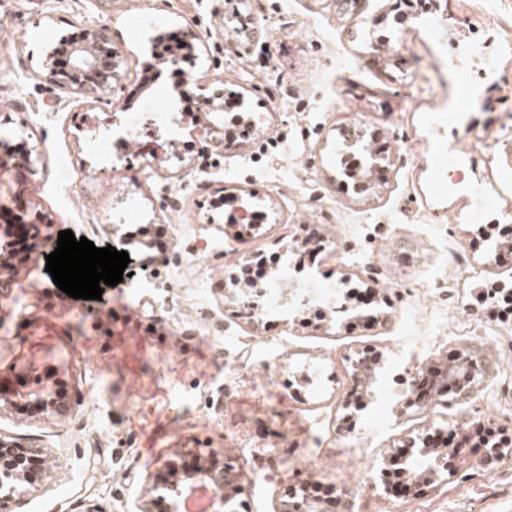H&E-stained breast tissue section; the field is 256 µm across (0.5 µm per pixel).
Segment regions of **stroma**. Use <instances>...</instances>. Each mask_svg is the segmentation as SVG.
<instances>
[{
    "label": "stroma",
    "instance_id": "1",
    "mask_svg": "<svg viewBox=\"0 0 512 512\" xmlns=\"http://www.w3.org/2000/svg\"><path fill=\"white\" fill-rule=\"evenodd\" d=\"M244 3L245 44L226 0H0V140L32 161L23 179L0 175V210L41 215L38 251L69 229L130 258L98 300L69 297L33 261L0 293V439L45 462L41 484L0 512H162L150 476L189 447L240 472L231 512H284L285 488L304 481L347 490L359 512H512V463L483 467L465 449L428 486L382 483L408 439L480 426L512 437V369L471 399L406 405L414 366L465 346L512 353L469 301L477 281L512 283V55L499 51L512 0ZM97 24L123 60L108 102L41 78L49 47ZM169 32L192 45L178 78L155 68ZM459 63L474 100L457 93ZM230 88L250 136L225 135L216 153L183 98L201 106ZM130 125L142 151L123 138ZM356 127L381 157L364 193L343 172L357 154L337 153ZM457 151L497 203L482 216L475 195L439 185ZM223 198L263 221L226 223ZM157 226L149 259L134 232ZM262 254L279 259L271 277L335 289L347 312L317 321L315 302L285 295L243 307L235 279ZM451 272L454 291L413 294ZM366 355L375 373L358 384ZM48 386L69 414L22 409L19 394Z\"/></svg>",
    "mask_w": 512,
    "mask_h": 512
}]
</instances>
